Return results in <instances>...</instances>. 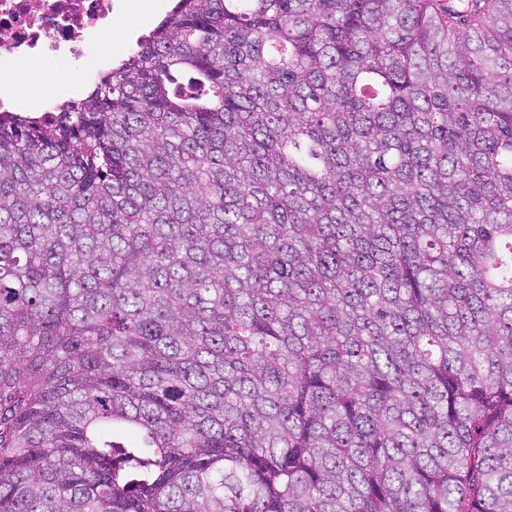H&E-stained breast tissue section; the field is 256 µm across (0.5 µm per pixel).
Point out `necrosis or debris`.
Wrapping results in <instances>:
<instances>
[{"mask_svg": "<svg viewBox=\"0 0 512 512\" xmlns=\"http://www.w3.org/2000/svg\"><path fill=\"white\" fill-rule=\"evenodd\" d=\"M127 12L125 0H0V60L79 58L106 41Z\"/></svg>", "mask_w": 512, "mask_h": 512, "instance_id": "obj_1", "label": "necrosis or debris"}]
</instances>
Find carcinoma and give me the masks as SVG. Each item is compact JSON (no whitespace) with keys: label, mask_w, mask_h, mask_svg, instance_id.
<instances>
[{"label":"carcinoma","mask_w":512,"mask_h":512,"mask_svg":"<svg viewBox=\"0 0 512 512\" xmlns=\"http://www.w3.org/2000/svg\"><path fill=\"white\" fill-rule=\"evenodd\" d=\"M0 512H512V0H176L0 115Z\"/></svg>","instance_id":"obj_1"}]
</instances>
